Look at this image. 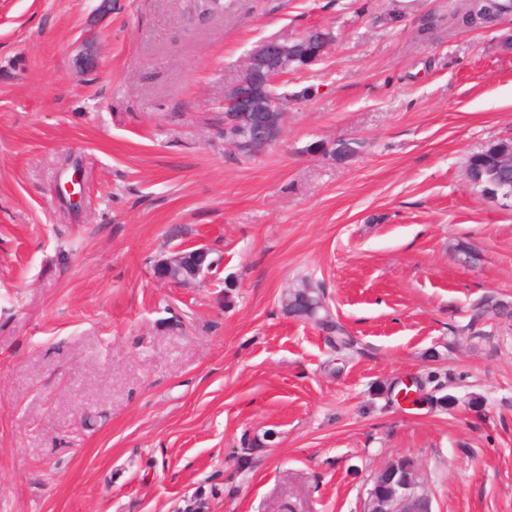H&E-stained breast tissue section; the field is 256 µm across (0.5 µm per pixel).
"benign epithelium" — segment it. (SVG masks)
<instances>
[{"label": "benign epithelium", "instance_id": "obj_1", "mask_svg": "<svg viewBox=\"0 0 512 512\" xmlns=\"http://www.w3.org/2000/svg\"><path fill=\"white\" fill-rule=\"evenodd\" d=\"M331 41L324 30L310 31L304 44L288 38L268 39L257 45L247 56L239 79L224 91V131L235 128L247 130L248 137L225 141L224 147L238 152H260L269 146L281 130L288 107L278 104L270 93L293 62L305 59L310 63L322 60ZM211 250L201 246L188 257L181 250H174L158 261L164 270L163 278L176 286L200 285L215 277L218 261L210 258Z\"/></svg>", "mask_w": 512, "mask_h": 512}]
</instances>
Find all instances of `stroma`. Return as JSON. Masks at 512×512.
<instances>
[{"mask_svg":"<svg viewBox=\"0 0 512 512\" xmlns=\"http://www.w3.org/2000/svg\"><path fill=\"white\" fill-rule=\"evenodd\" d=\"M462 2L0 0V512H366L402 457L431 512H512V205L464 172L512 139V15ZM316 27L226 152L247 55ZM200 244L211 282L159 277ZM306 279L351 349L282 309ZM468 3L456 15V24L464 30L482 28L483 19L490 15L499 16L512 11V0H468ZM310 37L304 45L294 39L273 38L257 45L247 56L239 79L224 91V131L235 128L247 130L245 141L233 136L225 140L224 147L237 153L239 150L261 152L278 136L288 106L278 104L289 101L287 91H279L276 85L288 75L290 69H301L292 65L300 58L311 64L322 60L331 41L324 30L309 31ZM272 88V95L270 88Z\"/></svg>","mask_w":512,"mask_h":512,"instance_id":"obj_1","label":"stroma"}]
</instances>
